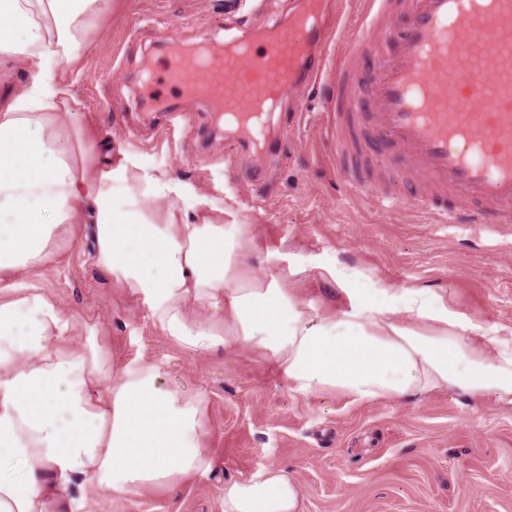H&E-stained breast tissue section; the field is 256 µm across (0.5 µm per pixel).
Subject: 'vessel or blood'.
<instances>
[{"label":"vessel or blood","instance_id":"obj_1","mask_svg":"<svg viewBox=\"0 0 512 512\" xmlns=\"http://www.w3.org/2000/svg\"><path fill=\"white\" fill-rule=\"evenodd\" d=\"M328 56L325 0L262 33L158 53L142 78L203 100L264 144L275 103L322 90L345 182L443 224H512V0H361Z\"/></svg>","mask_w":512,"mask_h":512}]
</instances>
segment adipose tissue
<instances>
[{
    "label": "adipose tissue",
    "mask_w": 512,
    "mask_h": 512,
    "mask_svg": "<svg viewBox=\"0 0 512 512\" xmlns=\"http://www.w3.org/2000/svg\"><path fill=\"white\" fill-rule=\"evenodd\" d=\"M111 3L0 0V76L12 81L0 98V274L37 269L86 224L96 265L181 347L251 349L305 397L361 404L454 389L512 405V328L486 332L444 300L380 280L374 299L319 311L283 273L239 277L242 225L212 216L169 172L98 162L93 143L76 162L85 133L68 116V74ZM68 331L41 293L0 300V512H74L83 479L131 495L211 470L203 395L163 387L152 362L115 365L95 334L70 345ZM299 497L270 465L225 482L224 512H298Z\"/></svg>",
    "instance_id": "obj_1"
}]
</instances>
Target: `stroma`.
Wrapping results in <instances>:
<instances>
[{
    "label": "stroma",
    "mask_w": 512,
    "mask_h": 512,
    "mask_svg": "<svg viewBox=\"0 0 512 512\" xmlns=\"http://www.w3.org/2000/svg\"><path fill=\"white\" fill-rule=\"evenodd\" d=\"M297 0H112L71 71L88 139L99 158L129 157L167 170L204 195L214 210L235 206L248 225L246 278L305 265L301 294L320 310L346 295L322 268L354 267L368 292L374 279L443 297L485 329L512 327V224H433L404 205L382 208L339 177L321 96L300 89V111L272 113L286 152L238 147L218 114L179 97L191 131L167 141L162 113L127 110L159 39L191 49L225 40L241 26L268 28ZM88 230L39 268L0 281V297L38 291L70 322L69 337L95 331L113 362L140 358L160 369L163 385L206 397L209 473L172 491L115 496L86 483L77 512H224V482L271 464L297 482L300 512H512V406L438 390L396 401L350 404L289 391L257 354L244 348L199 354L174 343L127 289L92 260Z\"/></svg>",
    "instance_id": "1"
}]
</instances>
